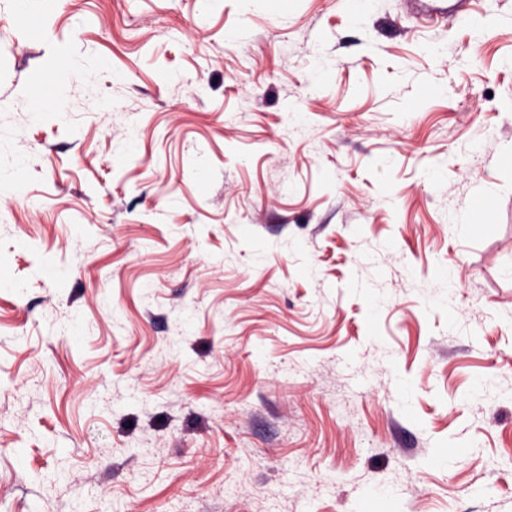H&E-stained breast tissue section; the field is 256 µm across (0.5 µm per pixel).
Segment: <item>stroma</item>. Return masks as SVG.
Wrapping results in <instances>:
<instances>
[{
    "mask_svg": "<svg viewBox=\"0 0 512 512\" xmlns=\"http://www.w3.org/2000/svg\"><path fill=\"white\" fill-rule=\"evenodd\" d=\"M0 512H512V0H0Z\"/></svg>",
    "mask_w": 512,
    "mask_h": 512,
    "instance_id": "35a3bbf8",
    "label": "stroma"
}]
</instances>
